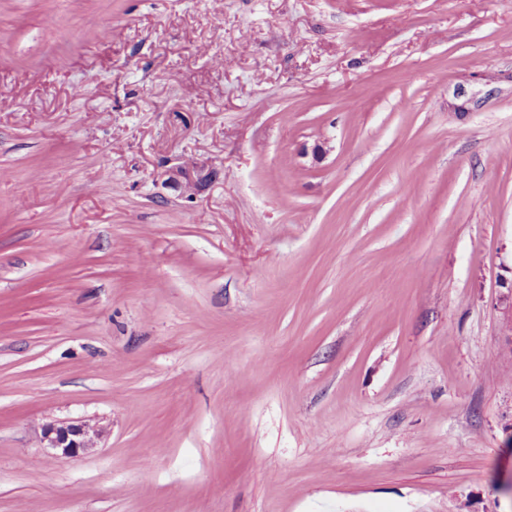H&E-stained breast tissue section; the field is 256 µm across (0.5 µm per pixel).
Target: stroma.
<instances>
[{"label": "stroma", "mask_w": 512, "mask_h": 512, "mask_svg": "<svg viewBox=\"0 0 512 512\" xmlns=\"http://www.w3.org/2000/svg\"><path fill=\"white\" fill-rule=\"evenodd\" d=\"M1 169L0 512H512V0H0ZM167 183L182 194H195L213 179V171L198 163L180 164L166 170ZM99 432L85 421L50 424L43 430L45 448H50L61 459H69L95 448Z\"/></svg>", "instance_id": "35a3bbf8"}]
</instances>
